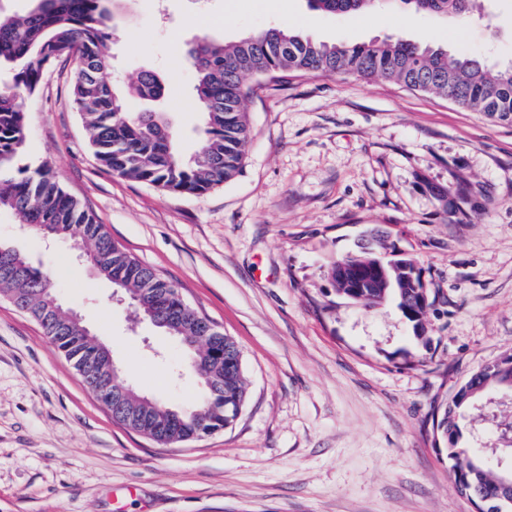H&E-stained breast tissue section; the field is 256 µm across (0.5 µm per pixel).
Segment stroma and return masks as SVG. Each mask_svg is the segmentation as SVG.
<instances>
[{
  "mask_svg": "<svg viewBox=\"0 0 512 512\" xmlns=\"http://www.w3.org/2000/svg\"><path fill=\"white\" fill-rule=\"evenodd\" d=\"M479 15H328L308 0H128L113 65L177 87L183 153L200 147L186 42L288 26L328 43L401 37L512 65V0ZM75 61L23 99L24 162L47 165L140 262L238 344L235 423L162 446L116 423L40 324L0 297V512H475L433 416L479 366L512 352V123L360 77L304 75L255 90L242 172L201 196L101 166L72 103ZM467 181L479 207L455 212ZM441 301L423 345L395 302L337 295L331 271L370 230ZM0 239L54 278L121 380L164 403L198 395L181 346L135 318L111 282L0 213Z\"/></svg>",
  "mask_w": 512,
  "mask_h": 512,
  "instance_id": "obj_1",
  "label": "stroma"
}]
</instances>
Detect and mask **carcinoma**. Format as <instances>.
<instances>
[{"label":"carcinoma","mask_w":512,"mask_h":512,"mask_svg":"<svg viewBox=\"0 0 512 512\" xmlns=\"http://www.w3.org/2000/svg\"><path fill=\"white\" fill-rule=\"evenodd\" d=\"M23 13L0 18V211L16 214L52 238H85L87 262L123 293L136 298L134 307L146 320L182 345L186 360L201 379L214 387L199 400L179 409L182 441L228 428L236 420L230 406L245 403L241 353L228 336L220 347L210 332L187 316L167 323L176 304V286L116 243L105 225L87 207L69 196L45 165L21 164L25 113L22 93L35 92L43 70L65 59L76 61L73 102L100 164L122 177L146 182L164 191L203 195L241 172L249 139L244 102L257 84L279 82L291 73L385 80L410 90L433 94L454 105L512 122V68L494 69L480 58L450 54L441 48L395 39L369 43L317 42L285 27H271L234 43L203 37L189 43L185 59L194 73L195 99L201 107L202 144L183 157L175 144L169 113L154 109L132 112V100L172 102L173 86L158 73L140 72L125 87L112 80L110 45L117 0H29ZM311 8L334 15L369 12L376 0H310ZM411 10L436 15L467 16L476 0H401ZM375 255L362 251L343 259L332 277L336 294L365 307L394 300L401 312L419 313L412 283L422 284V270L399 257L385 274L365 281L371 286L352 295L345 282ZM30 314L70 363L98 364V341L85 326L54 307L56 285L50 274L33 265L16 247L0 242V290ZM512 390V369L487 364L473 372L451 397L434 427L445 443L457 489L485 499L486 512H512V491L498 481L499 471L476 449L462 445L465 421L491 393ZM118 422L132 431L161 441L166 437L169 405L149 404L134 392L121 404Z\"/></svg>","instance_id":"1"}]
</instances>
